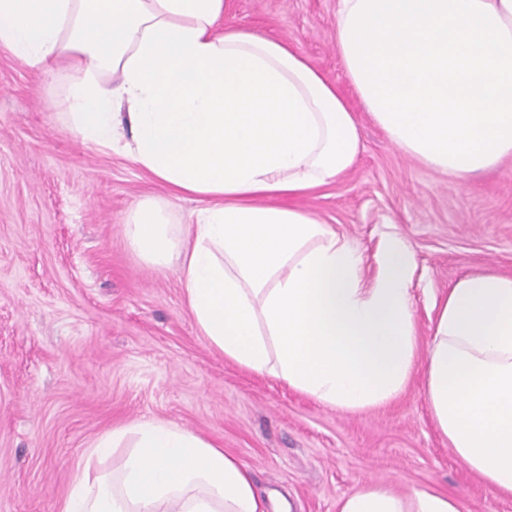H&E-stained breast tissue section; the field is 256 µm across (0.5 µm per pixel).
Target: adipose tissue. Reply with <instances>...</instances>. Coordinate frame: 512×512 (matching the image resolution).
Here are the masks:
<instances>
[{"mask_svg":"<svg viewBox=\"0 0 512 512\" xmlns=\"http://www.w3.org/2000/svg\"><path fill=\"white\" fill-rule=\"evenodd\" d=\"M228 8L0 0V47L46 77L75 71L61 88L69 132L167 187L132 210L128 244L157 268L178 263L186 304L226 359L348 413L390 403L417 358L415 255L385 235L367 272L353 243L294 206L351 169L359 121L287 41L225 24ZM336 47L372 121L419 162L464 183L512 157V0H339ZM187 197L208 205L173 223L170 200ZM425 393L454 454L512 497V275L473 272L443 296ZM61 512L263 508L223 449L141 418L91 442ZM340 512L461 509L442 492L372 481Z\"/></svg>","mask_w":512,"mask_h":512,"instance_id":"1","label":"adipose tissue"}]
</instances>
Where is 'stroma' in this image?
I'll list each match as a JSON object with an SVG mask.
<instances>
[{"mask_svg": "<svg viewBox=\"0 0 512 512\" xmlns=\"http://www.w3.org/2000/svg\"><path fill=\"white\" fill-rule=\"evenodd\" d=\"M337 8L232 0L229 20L295 46L356 113L355 164L296 204L356 243L370 271L383 235L407 239L424 351L436 297L477 270L512 274V159L463 185L392 144L345 75ZM69 76L43 78L0 49V512H58L90 442L151 417L223 448L291 512H339L370 480L452 494L461 512H512L449 448L423 367L390 404L348 414L225 360L177 267L155 269L127 245L132 208L166 188L121 153L83 147L47 108Z\"/></svg>", "mask_w": 512, "mask_h": 512, "instance_id": "stroma-1", "label": "stroma"}]
</instances>
